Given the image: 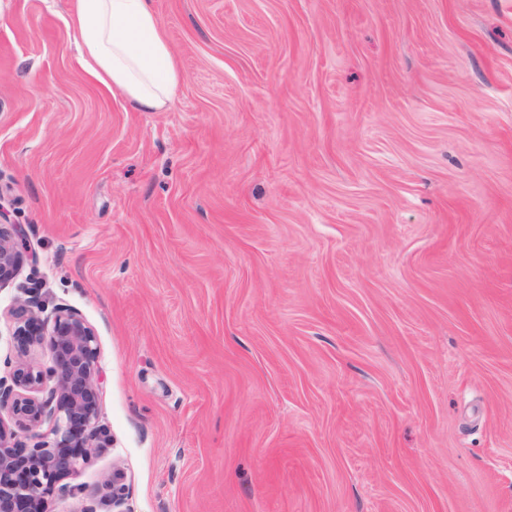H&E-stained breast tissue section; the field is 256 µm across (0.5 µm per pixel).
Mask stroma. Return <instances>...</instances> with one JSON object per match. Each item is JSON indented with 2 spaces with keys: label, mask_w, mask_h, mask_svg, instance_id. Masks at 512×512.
<instances>
[{
  "label": "stroma",
  "mask_w": 512,
  "mask_h": 512,
  "mask_svg": "<svg viewBox=\"0 0 512 512\" xmlns=\"http://www.w3.org/2000/svg\"><path fill=\"white\" fill-rule=\"evenodd\" d=\"M180 83L0 0V378L94 331L129 512H512V0H151ZM0 285L1 281L11 278L17 269L18 261L24 252L25 244L22 239L1 231L3 222L0 212Z\"/></svg>",
  "instance_id": "stroma-1"
}]
</instances>
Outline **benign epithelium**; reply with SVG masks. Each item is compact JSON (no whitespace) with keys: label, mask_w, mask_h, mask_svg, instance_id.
Masks as SVG:
<instances>
[{"label":"benign epithelium","mask_w":512,"mask_h":512,"mask_svg":"<svg viewBox=\"0 0 512 512\" xmlns=\"http://www.w3.org/2000/svg\"><path fill=\"white\" fill-rule=\"evenodd\" d=\"M22 239L0 231V282L11 278L24 252ZM41 333L34 337L48 363L22 361L13 378L15 388L0 379V412L8 410L17 427H9L0 418V501L34 500L38 512H57V501L66 497L81 499L79 512H100L107 501L120 507L126 500V476L118 468L112 479L101 485H59L60 468L77 473L87 466L110 440L87 399L94 396L100 371L96 364V337L93 330L76 312L64 307L53 309L52 315L39 319ZM33 392L44 396L35 398ZM50 429L42 431L44 422ZM81 422L83 440L67 457L58 456V445L71 438L75 422ZM33 442L28 448L30 473L23 483L7 477L12 462V449L21 442Z\"/></svg>","instance_id":"benign-epithelium-1"}]
</instances>
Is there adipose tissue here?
I'll use <instances>...</instances> for the list:
<instances>
[{
	"mask_svg": "<svg viewBox=\"0 0 512 512\" xmlns=\"http://www.w3.org/2000/svg\"><path fill=\"white\" fill-rule=\"evenodd\" d=\"M67 26L100 84L144 112L171 102L180 74L150 0H72Z\"/></svg>",
	"mask_w": 512,
	"mask_h": 512,
	"instance_id": "adipose-tissue-1",
	"label": "adipose tissue"
}]
</instances>
